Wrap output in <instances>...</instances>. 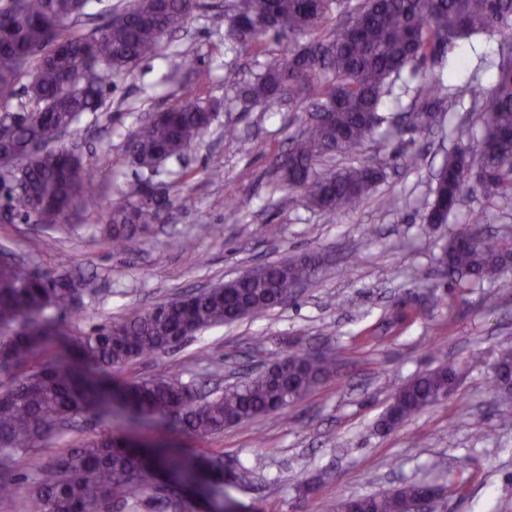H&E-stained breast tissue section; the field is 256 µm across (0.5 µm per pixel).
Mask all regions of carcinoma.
<instances>
[{
    "label": "carcinoma",
    "mask_w": 512,
    "mask_h": 512,
    "mask_svg": "<svg viewBox=\"0 0 512 512\" xmlns=\"http://www.w3.org/2000/svg\"><path fill=\"white\" fill-rule=\"evenodd\" d=\"M99 23L82 18L95 6ZM203 0H131L122 7L102 0H0V219L6 223L54 227L83 216L95 186L86 177L75 135L80 117L104 105L108 80L122 77L158 54L165 36L180 29ZM341 16L330 25L333 15ZM225 37L245 47L261 46L274 34L286 39L282 56L253 80L239 85L242 99L268 108L290 100L306 108V127L274 158V172L304 202L333 218L357 205L385 180L388 162L352 163L321 174L316 166L347 155L371 141L393 79L476 34L497 35L501 48L497 78L490 87L469 83L472 111L482 129L481 160L469 162L470 146L459 142L438 168L427 220L446 224L467 186L486 199H512V0H228ZM441 78L421 88L411 129L434 128L446 111ZM213 104L177 100L153 113L134 132L128 152L136 177L119 189V199L102 215L104 239L120 247L146 236L169 214L172 201L155 178L167 162L180 161L215 120ZM63 131L69 140H54ZM485 217L469 216L444 246L441 263L459 286H479L512 266V245L482 236ZM312 255L259 267L222 288L186 292L131 318L101 325L76 339L81 362L105 375L136 359L165 352L187 336L244 318H262L289 299V287L313 279ZM77 273L45 275L21 258L0 267V497L10 498L12 463L47 436L93 408H111L112 392L87 377L79 390L76 374L49 356L60 333L50 312L67 311L88 291ZM47 357L42 364L34 361ZM331 350L290 348L246 381L204 390L178 378H154L126 385L121 400L129 420L169 417L188 433L207 437L227 427L281 414L301 402L334 372ZM493 389L512 386V347L500 350ZM463 370L446 364L426 370L399 387L390 414L400 422L445 404L457 392ZM157 464L198 482L211 495L222 474L202 473L190 458L168 448L154 450ZM35 482L22 512H186L188 505L155 492L147 467L119 438L84 439L49 461L33 460ZM434 490L410 482L393 490L343 498L336 509L403 512Z\"/></svg>",
    "instance_id": "obj_1"
}]
</instances>
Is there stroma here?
Returning a JSON list of instances; mask_svg holds the SVG:
<instances>
[{
  "label": "stroma",
  "instance_id": "1",
  "mask_svg": "<svg viewBox=\"0 0 512 512\" xmlns=\"http://www.w3.org/2000/svg\"><path fill=\"white\" fill-rule=\"evenodd\" d=\"M224 11L194 14L164 40L186 52L190 65L169 71L158 56L140 63L104 90L105 106L85 114L79 145L86 174L100 194L76 234L44 232L35 224L0 223V246L53 275L80 267L92 279L77 308L56 314L71 335L151 308L184 292L240 276L251 267L314 255L319 272L288 303L260 319L203 331L166 353L127 365L112 388L146 378L178 377L227 384L258 371L275 354L299 345L330 349L335 374L290 411L200 438L169 423L128 426L122 406L114 417L88 418L81 431L49 436L34 451L51 460L80 437L113 433L139 448L161 443L174 453L224 463L226 512H335L338 499L426 479L445 489L436 512H512V400L491 389L498 351L512 346V274L477 288H452L439 263L453 225L470 214L487 216L485 234L512 239V200L489 201L465 191L455 216L432 227L425 215L431 174L455 139L477 146L469 98L457 99L442 129L421 134L383 124L356 158L391 160L386 181L354 209L331 218L306 207L296 192L277 186L272 160L297 135L304 114L284 105L271 110L244 101L237 85L279 56L282 40L264 39L255 54L224 39ZM500 39L462 40L442 65L396 81L386 114L410 112L423 78L442 74L458 89L496 79ZM220 103L217 120L188 153L192 175L183 182L161 176L173 208L156 239L122 250L92 238L90 226L133 177L129 135L147 113L177 98ZM233 125L235 138L221 134ZM419 154L417 167L402 159ZM224 166V179L205 171ZM396 204L386 207V197ZM220 233L211 235L208 225ZM192 238L194 251L180 248ZM479 353L447 404L381 431L377 422L394 392L428 368Z\"/></svg>",
  "mask_w": 512,
  "mask_h": 512
}]
</instances>
